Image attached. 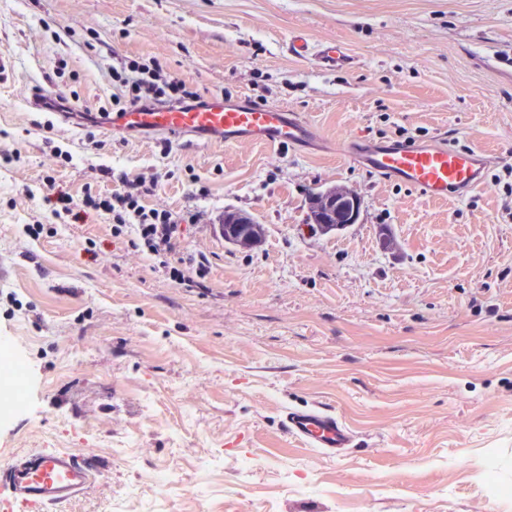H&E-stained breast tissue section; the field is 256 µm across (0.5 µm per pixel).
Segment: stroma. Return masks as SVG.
<instances>
[{
  "instance_id": "35a3bbf8",
  "label": "stroma",
  "mask_w": 512,
  "mask_h": 512,
  "mask_svg": "<svg viewBox=\"0 0 512 512\" xmlns=\"http://www.w3.org/2000/svg\"><path fill=\"white\" fill-rule=\"evenodd\" d=\"M343 42L346 67L290 38ZM0 348L25 401L0 413V465L38 448L96 456L60 512H512V194L430 200L336 150L436 141L512 157V0H0ZM159 61L202 95L301 112L332 147L160 140L71 127L28 105L95 110L113 65ZM106 143L92 148L88 134ZM69 160L50 162L54 147ZM160 173L193 285L113 237L112 218L52 217ZM361 199L329 233L311 195ZM263 227L243 248L228 213ZM111 255L94 261L90 246ZM324 404L355 437L336 457L282 432ZM168 470L179 483L160 487ZM342 192L350 193L346 190H342V189L335 190L334 189V190H328L327 192H324V193H317V194L313 195V197L311 198V203H310V212H311V216L313 218L314 224L321 225L326 230H333V229L339 230L341 228H344V227L350 226L351 224L356 223L358 216H359V211H358V202L353 197V195L346 196L343 199V200H349V199L353 200V209H352L351 213H349L348 207L346 205H338V207L336 209V214H335V217H336L335 222H323L322 224H319L318 222H316L317 216L320 214L321 211H324L327 208L328 204L332 200V197L333 196L335 197L338 194H340L341 197H343ZM344 213H347V215H345Z\"/></svg>"
}]
</instances>
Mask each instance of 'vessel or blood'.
<instances>
[{"instance_id":"obj_1","label":"vessel or blood","mask_w":512,"mask_h":512,"mask_svg":"<svg viewBox=\"0 0 512 512\" xmlns=\"http://www.w3.org/2000/svg\"><path fill=\"white\" fill-rule=\"evenodd\" d=\"M289 48L294 55L312 59L321 67H339L347 61L345 48L337 41L315 46L298 35L291 38ZM111 126L151 136L215 137L228 146L257 142L277 150L308 149L323 140L301 113L221 95L208 96L198 106L159 104L116 112ZM343 151L350 159L363 161L380 178L408 185L433 200L477 189L485 168L499 161L498 156L483 149L460 150L444 143H377L356 136L346 140ZM282 425L288 437L329 457L353 445L347 426L326 409L287 411ZM98 472L93 459L76 452L40 448L14 457L0 468V485L10 496L7 512H56L59 506L84 494Z\"/></svg>"}]
</instances>
